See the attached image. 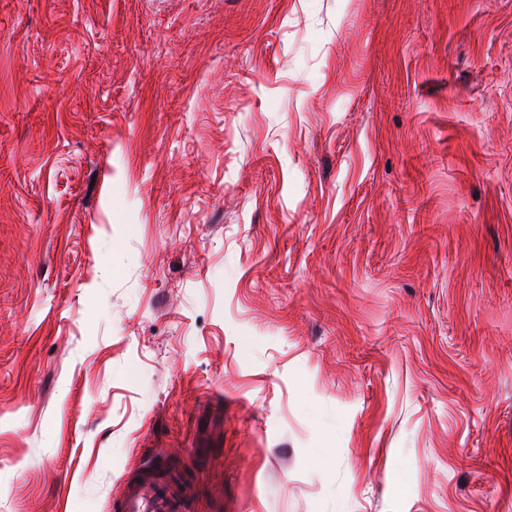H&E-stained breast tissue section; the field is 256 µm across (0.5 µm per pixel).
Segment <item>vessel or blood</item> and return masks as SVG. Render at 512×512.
<instances>
[{
  "mask_svg": "<svg viewBox=\"0 0 512 512\" xmlns=\"http://www.w3.org/2000/svg\"><path fill=\"white\" fill-rule=\"evenodd\" d=\"M197 483L161 465L143 469L113 500V512H191Z\"/></svg>",
  "mask_w": 512,
  "mask_h": 512,
  "instance_id": "1",
  "label": "vessel or blood"
}]
</instances>
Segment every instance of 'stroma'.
<instances>
[{"label": "stroma", "instance_id": "1", "mask_svg": "<svg viewBox=\"0 0 512 512\" xmlns=\"http://www.w3.org/2000/svg\"><path fill=\"white\" fill-rule=\"evenodd\" d=\"M512 512V0H0V512ZM196 480L175 474L162 465L143 469L128 480L112 500L113 512H190Z\"/></svg>", "mask_w": 512, "mask_h": 512}]
</instances>
